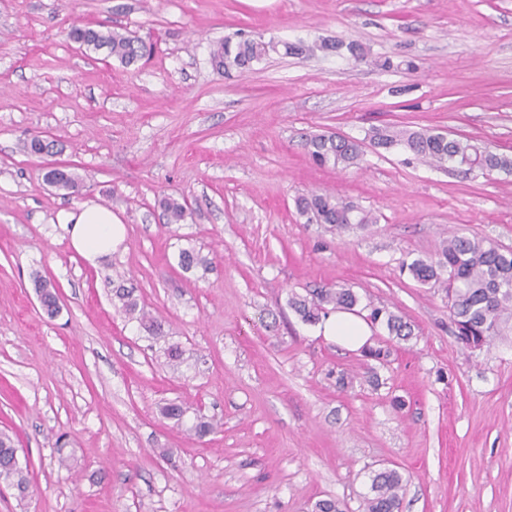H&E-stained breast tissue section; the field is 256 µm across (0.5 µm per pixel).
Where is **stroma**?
<instances>
[{
    "mask_svg": "<svg viewBox=\"0 0 512 512\" xmlns=\"http://www.w3.org/2000/svg\"><path fill=\"white\" fill-rule=\"evenodd\" d=\"M86 24L156 52L126 66L80 48L69 33ZM242 36L345 49L215 69L213 46ZM385 125L512 157V0H0V430L29 472L26 498L0 484V512H359L391 464L401 512H512V335L465 349L441 289L402 269L454 234L512 249V175L370 146L360 166L320 167L304 147ZM36 137L52 152L29 153ZM60 163L76 191L46 183ZM311 193L374 222L307 223L295 200ZM164 197L187 202L184 223H165ZM88 200L124 226L96 264L57 223ZM184 248L210 271H182ZM118 273L182 346L178 370L113 308ZM331 285L413 337L374 327L389 355L368 359L287 305ZM170 401L189 406L182 423L161 416ZM199 414L218 431L190 433Z\"/></svg>",
    "mask_w": 512,
    "mask_h": 512,
    "instance_id": "35a3bbf8",
    "label": "stroma"
}]
</instances>
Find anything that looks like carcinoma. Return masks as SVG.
<instances>
[{"mask_svg": "<svg viewBox=\"0 0 512 512\" xmlns=\"http://www.w3.org/2000/svg\"><path fill=\"white\" fill-rule=\"evenodd\" d=\"M70 36L88 50H104L107 55L130 66L150 54L145 43L116 30L94 27H76ZM343 44L322 42L285 43V54L302 55L319 51H340ZM273 52L272 41L255 38H226L211 52V61L219 70L230 67L248 68L252 63ZM389 150L401 147L414 159L439 169L457 168L466 173L480 171L512 174V158L494 153L470 140L448 137V134L431 128L375 129L366 139L342 137L334 134H316L306 140L305 147L311 159L318 165L334 168L356 167L364 156L365 145ZM167 223L179 224L188 212L186 202L173 198L161 201ZM300 215L307 222L325 224L335 230L352 227L363 228L372 223L369 215L355 214L353 205L340 197L323 194L302 196L296 200ZM180 267L190 271L201 267L208 269L210 262L194 249H184L179 256ZM412 278L422 285L438 286L448 300L449 316L458 338L471 350H480L498 336L512 334V250H504L497 243L483 237L452 235L442 242L440 249L426 258H415L405 264ZM359 298L350 288H317L306 296L292 295L288 306L305 323L315 324L331 310L353 311ZM112 305L136 321L140 329L154 341L164 338L163 322L140 307L135 290L118 284L112 288ZM370 310L367 320L383 326L388 335L407 341L413 329L403 316L385 306L367 304ZM166 365L177 370L184 351L177 344L162 348ZM188 407L169 402L160 408L167 419L182 421ZM218 423L213 418L196 417L192 427L195 435L203 438L213 433ZM9 472L18 496L26 497L29 481L18 460L13 437L0 432V470ZM368 492L362 496L361 512H399L403 501L406 480L396 468L384 467L369 475Z\"/></svg>", "mask_w": 512, "mask_h": 512, "instance_id": "1", "label": "carcinoma"}]
</instances>
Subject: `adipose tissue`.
I'll return each instance as SVG.
<instances>
[{
	"mask_svg": "<svg viewBox=\"0 0 512 512\" xmlns=\"http://www.w3.org/2000/svg\"><path fill=\"white\" fill-rule=\"evenodd\" d=\"M58 223L68 235L73 249L92 263L110 256L124 235L122 224L113 217L111 210L91 201L62 212ZM320 332L336 343L357 350L367 344L371 328L364 317L339 311L325 318Z\"/></svg>",
	"mask_w": 512,
	"mask_h": 512,
	"instance_id": "ef3b65f1",
	"label": "adipose tissue"
}]
</instances>
